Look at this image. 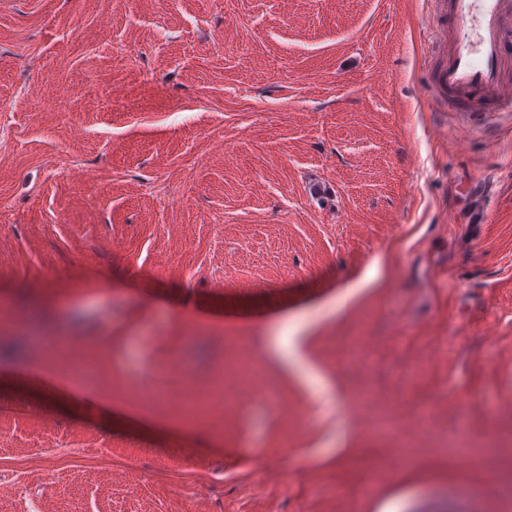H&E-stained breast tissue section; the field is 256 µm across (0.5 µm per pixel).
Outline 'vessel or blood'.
<instances>
[{
    "label": "vessel or blood",
    "instance_id": "obj_1",
    "mask_svg": "<svg viewBox=\"0 0 512 512\" xmlns=\"http://www.w3.org/2000/svg\"><path fill=\"white\" fill-rule=\"evenodd\" d=\"M434 30L446 57L433 77L435 90L477 94L497 112L512 107V83H503L499 69L507 30L501 23L506 0H435Z\"/></svg>",
    "mask_w": 512,
    "mask_h": 512
}]
</instances>
